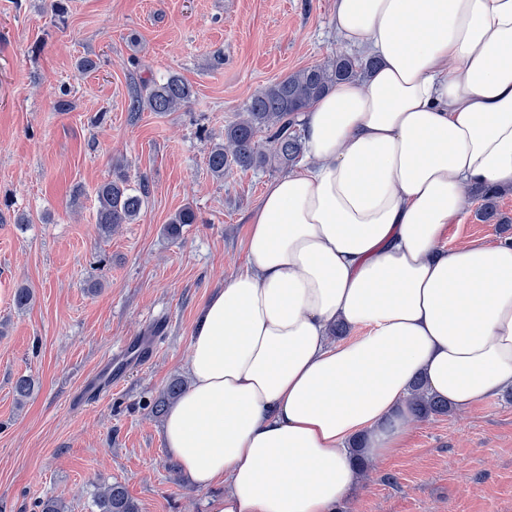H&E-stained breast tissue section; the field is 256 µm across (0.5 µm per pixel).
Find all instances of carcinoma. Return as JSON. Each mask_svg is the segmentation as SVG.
Returning a JSON list of instances; mask_svg holds the SVG:
<instances>
[{"label":"carcinoma","mask_w":512,"mask_h":512,"mask_svg":"<svg viewBox=\"0 0 512 512\" xmlns=\"http://www.w3.org/2000/svg\"><path fill=\"white\" fill-rule=\"evenodd\" d=\"M374 60L354 59L338 55L325 64L300 69L264 90L256 93L246 105L243 115L224 129V141L213 144L207 164L217 178L224 171L236 166L243 170L269 167L284 170L304 152V144L293 131L297 115L322 97L336 83L373 70ZM193 98L191 86L180 76L171 74L155 82L143 92L131 98L130 108L137 113L143 109L151 112H175L187 107ZM483 201L482 214L486 222L497 219L499 192L479 190ZM96 226L110 235L121 224H133L141 216L148 203L146 185L134 187L121 163L112 165V178L101 183L96 190ZM197 222L195 210L186 206L179 210L166 226L167 234L175 237L183 224ZM187 388L181 377L172 378L151 411L162 415L168 404L179 398ZM412 412L420 419L448 413V404L429 395L418 382L412 394ZM96 512H139L137 503L126 488L119 484L102 487L94 497Z\"/></svg>","instance_id":"1"}]
</instances>
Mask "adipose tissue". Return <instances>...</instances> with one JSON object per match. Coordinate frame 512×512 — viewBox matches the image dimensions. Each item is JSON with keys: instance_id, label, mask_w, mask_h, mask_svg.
<instances>
[{"instance_id": "1", "label": "adipose tissue", "mask_w": 512, "mask_h": 512, "mask_svg": "<svg viewBox=\"0 0 512 512\" xmlns=\"http://www.w3.org/2000/svg\"><path fill=\"white\" fill-rule=\"evenodd\" d=\"M333 11L377 66L307 109L305 158L266 185L165 419L185 476L224 488L209 512H334L353 439L400 448L415 381L459 410L512 389V246H440L471 189L512 185V0Z\"/></svg>"}]
</instances>
